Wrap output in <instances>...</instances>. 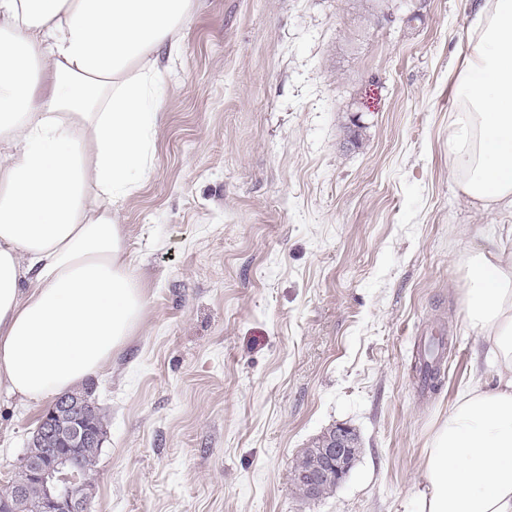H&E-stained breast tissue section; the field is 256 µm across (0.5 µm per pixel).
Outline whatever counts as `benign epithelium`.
I'll return each mask as SVG.
<instances>
[{
    "label": "benign epithelium",
    "mask_w": 512,
    "mask_h": 512,
    "mask_svg": "<svg viewBox=\"0 0 512 512\" xmlns=\"http://www.w3.org/2000/svg\"><path fill=\"white\" fill-rule=\"evenodd\" d=\"M96 413L91 397L72 395L52 403L39 417L35 435H56L64 443L46 458L28 462L29 475L42 486L44 512H88L92 479L75 468L74 457L90 442L104 443L95 430ZM352 439L351 428L336 426L317 449L313 465L296 473L309 496H316L321 485L338 484L346 477L354 462Z\"/></svg>",
    "instance_id": "1"
}]
</instances>
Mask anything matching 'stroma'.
I'll return each instance as SVG.
<instances>
[{
	"label": "stroma",
	"instance_id": "stroma-1",
	"mask_svg": "<svg viewBox=\"0 0 512 512\" xmlns=\"http://www.w3.org/2000/svg\"><path fill=\"white\" fill-rule=\"evenodd\" d=\"M481 2L367 23L354 0H193L121 213L145 306L91 378L108 433L89 512H413L482 352L459 254L512 225L461 198L448 164L449 73ZM440 334L430 391L413 365ZM44 408L0 394V490ZM339 424L356 460L304 498L293 464ZM447 336H432L422 346H418V362L415 372L421 387L435 390L445 377V355L447 351Z\"/></svg>",
	"mask_w": 512,
	"mask_h": 512
}]
</instances>
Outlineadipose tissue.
<instances>
[{"instance_id":"ef3b65f1","label":"adipose tissue","mask_w":512,"mask_h":512,"mask_svg":"<svg viewBox=\"0 0 512 512\" xmlns=\"http://www.w3.org/2000/svg\"><path fill=\"white\" fill-rule=\"evenodd\" d=\"M192 0H0V391L39 402L94 376L143 292L119 220L149 174ZM458 192L512 206V0H483L454 69ZM467 328L488 345L427 444L415 512H512V244L459 257ZM496 378L487 386L485 372Z\"/></svg>"}]
</instances>
